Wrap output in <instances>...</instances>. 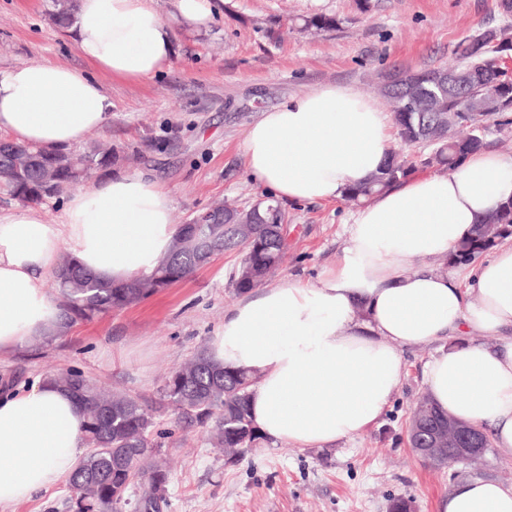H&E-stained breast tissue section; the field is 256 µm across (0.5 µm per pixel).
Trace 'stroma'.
I'll return each mask as SVG.
<instances>
[{
  "instance_id": "obj_1",
  "label": "stroma",
  "mask_w": 512,
  "mask_h": 512,
  "mask_svg": "<svg viewBox=\"0 0 512 512\" xmlns=\"http://www.w3.org/2000/svg\"><path fill=\"white\" fill-rule=\"evenodd\" d=\"M206 27L175 28L164 72L127 81L99 75L111 115L89 140L111 142L122 156L112 170L163 184L181 224L224 200L247 209L267 195L248 173L247 128L288 99L328 85L376 96L396 69L455 63L460 42L503 26L499 0H212ZM54 0H0V69L52 62L89 70L73 37L54 18ZM336 28L303 31L306 17ZM384 112L392 107L377 98ZM288 251L279 277L307 283L339 260L344 226L356 205L283 202ZM241 252L214 257L183 280L137 305L72 327L41 348L0 358V376L20 387L59 369H76L112 390L140 398L158 428L153 444L170 461L167 512H389L391 498L436 512L455 483L453 470L422 461L408 423L426 392L433 349L406 348V376L381 420L327 448L263 441L230 461L208 443V429L177 422L160 400L166 374L204 345L239 300L232 276Z\"/></svg>"
}]
</instances>
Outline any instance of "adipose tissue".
<instances>
[{
	"label": "adipose tissue",
	"instance_id": "ef3b65f1",
	"mask_svg": "<svg viewBox=\"0 0 512 512\" xmlns=\"http://www.w3.org/2000/svg\"><path fill=\"white\" fill-rule=\"evenodd\" d=\"M72 32L93 69L127 80L157 76L174 49L152 0H77ZM110 106L91 72L36 62L0 73V133L46 152L103 128ZM388 129L372 99L326 86L246 130V168L277 197L337 199L384 165ZM511 197L512 156L487 150L448 172L408 175L356 211L340 264L318 283L285 278L225 311L208 355L252 375L258 430L294 448L358 435L399 389L403 348L433 345L425 365L433 403L489 431L512 456V242L494 247L468 282L436 268ZM172 211L162 184L127 174L68 193L58 224L32 210H0V357L56 332L60 304L46 281L61 251L105 283L148 274L184 231ZM84 423L78 397L51 377L1 395L0 505L70 476ZM437 512H512V487L464 478Z\"/></svg>",
	"mask_w": 512,
	"mask_h": 512
}]
</instances>
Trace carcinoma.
Listing matches in <instances>:
<instances>
[{"instance_id":"carcinoma-1","label":"carcinoma","mask_w":512,"mask_h":512,"mask_svg":"<svg viewBox=\"0 0 512 512\" xmlns=\"http://www.w3.org/2000/svg\"><path fill=\"white\" fill-rule=\"evenodd\" d=\"M335 26L336 19L326 15L308 17L303 23L304 28L316 30ZM511 52L512 25L485 29L465 38L458 48V61L452 67L473 72V83L440 103L424 102L421 111L411 117L394 116L400 135L409 144L423 142L430 147V152L421 156V165L451 170L467 155L484 148L487 120L509 112L498 104L497 97L512 99V84L507 82L501 60V56ZM108 155L109 151L100 146H91L76 155L77 166L60 167L59 182L65 188L82 183L84 178L77 176V168L87 174L112 167L103 161ZM54 159L53 154L0 141L1 169H11L17 161H28L25 181L4 174L0 176V187L23 205L41 204L45 194L39 189L40 168ZM411 168L412 164L392 155L364 185L348 188L344 199L359 203L407 176ZM244 218L256 224L251 241L239 234L235 224L197 226L198 237L209 242L215 251L244 252L243 263L233 276L239 293L263 284L279 266L288 246L286 214L273 197L268 196L244 210ZM486 223L512 228V202L501 206ZM481 229L482 225H475L472 236L458 244L453 253L454 263L468 264L500 241L499 235L482 237ZM203 264V255L196 249H173L167 261L151 273L125 283L104 284L84 271L77 259L69 255L54 274L57 298L64 311L59 334H65L77 322H91L101 315L140 303L185 280ZM52 379L79 395L86 415L84 431L89 451L69 477L74 492L70 507L74 512H120L129 505L128 491L137 478L147 479V488L135 500L134 512H162L167 503L168 471L150 447L154 422L139 399L114 393L78 370L56 373ZM253 383L247 372L226 369L214 363L207 350L201 349L166 378L161 397L177 418L210 425L217 446L240 448L245 452L264 439L248 407V390ZM418 415L422 420L437 424L447 419V413L428 398L419 405ZM427 435L429 431L416 428L415 418L409 419L411 447H429Z\"/></svg>"}]
</instances>
